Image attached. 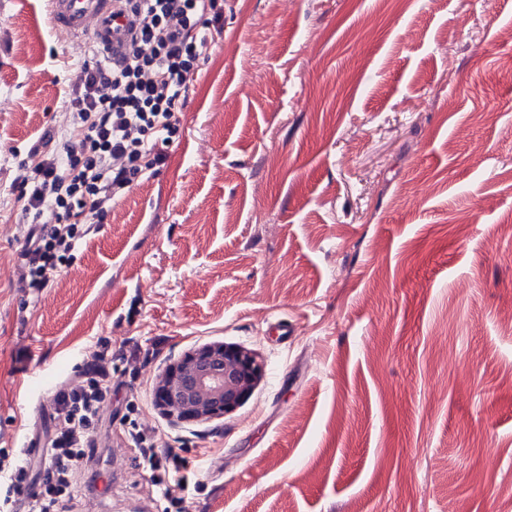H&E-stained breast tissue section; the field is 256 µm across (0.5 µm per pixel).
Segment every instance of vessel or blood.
<instances>
[{
  "label": "vessel or blood",
  "instance_id": "1",
  "mask_svg": "<svg viewBox=\"0 0 512 512\" xmlns=\"http://www.w3.org/2000/svg\"><path fill=\"white\" fill-rule=\"evenodd\" d=\"M47 17L75 45H97L108 63L120 62L129 48L132 19L118 12L115 0H47Z\"/></svg>",
  "mask_w": 512,
  "mask_h": 512
}]
</instances>
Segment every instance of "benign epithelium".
I'll return each instance as SVG.
<instances>
[{
  "label": "benign epithelium",
  "instance_id": "benign-epithelium-1",
  "mask_svg": "<svg viewBox=\"0 0 512 512\" xmlns=\"http://www.w3.org/2000/svg\"><path fill=\"white\" fill-rule=\"evenodd\" d=\"M265 377L259 354L238 344L205 343L174 360L158 378L154 406L180 422L206 423L231 415Z\"/></svg>",
  "mask_w": 512,
  "mask_h": 512
}]
</instances>
